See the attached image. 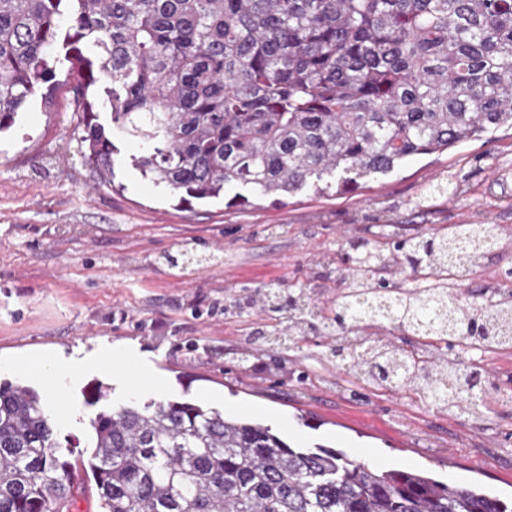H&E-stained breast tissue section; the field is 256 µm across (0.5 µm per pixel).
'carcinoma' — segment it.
I'll return each instance as SVG.
<instances>
[{
    "label": "carcinoma",
    "instance_id": "carcinoma-1",
    "mask_svg": "<svg viewBox=\"0 0 512 512\" xmlns=\"http://www.w3.org/2000/svg\"><path fill=\"white\" fill-rule=\"evenodd\" d=\"M62 60L78 65L79 142L98 179L112 184L118 153L88 100L102 74L112 126L141 146L132 165L181 205L238 186L276 201L325 192L333 172L341 191L512 125V0H0V133ZM481 244L466 224L387 255L350 241L356 274L336 306L272 288L273 311L294 313L305 335L388 322L424 337L329 353L373 385L418 380L436 406L480 402L467 396L480 371L431 351L512 340V300L446 292ZM397 264L415 285L389 286ZM91 426L104 512H512L484 488L293 448L261 422L188 401L101 412ZM76 467L39 395L0 382V512H68Z\"/></svg>",
    "mask_w": 512,
    "mask_h": 512
}]
</instances>
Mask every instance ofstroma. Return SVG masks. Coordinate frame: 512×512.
Listing matches in <instances>:
<instances>
[{
    "instance_id": "1",
    "label": "stroma",
    "mask_w": 512,
    "mask_h": 512,
    "mask_svg": "<svg viewBox=\"0 0 512 512\" xmlns=\"http://www.w3.org/2000/svg\"><path fill=\"white\" fill-rule=\"evenodd\" d=\"M76 83L70 63H59L47 96L31 98L0 134V380L42 395L44 377L16 363L78 360L61 381L66 411L53 416L62 446L86 447L101 411L189 399L268 424L294 446L322 444L381 471H419L512 500V350L471 355L487 402L477 425L415 392L356 382L328 358L333 337L279 349L261 336L276 323L267 288L334 301L354 274L343 258L350 239L386 250L451 224L492 225L499 247L466 289L486 304L512 296V127L336 195L306 187L280 204L254 195L246 207L222 198L180 207L133 169L140 145L117 130V184H99L77 138ZM116 346L132 362L103 365ZM98 382L107 396L92 406Z\"/></svg>"
}]
</instances>
